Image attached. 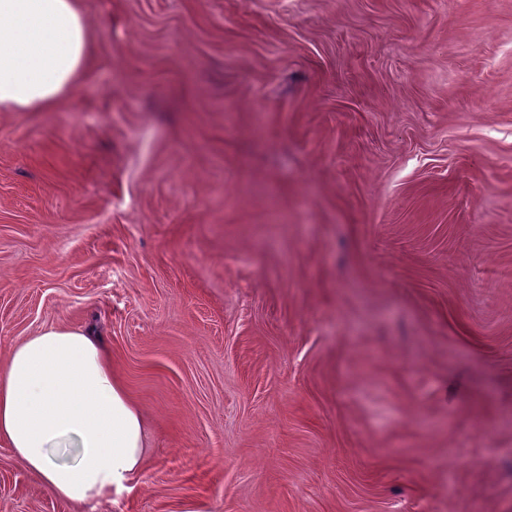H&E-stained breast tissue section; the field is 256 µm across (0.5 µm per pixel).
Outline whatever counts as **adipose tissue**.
I'll use <instances>...</instances> for the list:
<instances>
[{
  "instance_id": "ef3b65f1",
  "label": "adipose tissue",
  "mask_w": 512,
  "mask_h": 512,
  "mask_svg": "<svg viewBox=\"0 0 512 512\" xmlns=\"http://www.w3.org/2000/svg\"><path fill=\"white\" fill-rule=\"evenodd\" d=\"M87 54L79 0H0V112L53 108ZM0 442L55 496L86 502L139 475L146 432L90 332L47 326L0 365Z\"/></svg>"
}]
</instances>
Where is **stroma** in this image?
Instances as JSON below:
<instances>
[{
	"instance_id": "obj_1",
	"label": "stroma",
	"mask_w": 512,
	"mask_h": 512,
	"mask_svg": "<svg viewBox=\"0 0 512 512\" xmlns=\"http://www.w3.org/2000/svg\"><path fill=\"white\" fill-rule=\"evenodd\" d=\"M0 112V362L92 330L127 490L0 512H512V0H80Z\"/></svg>"
}]
</instances>
